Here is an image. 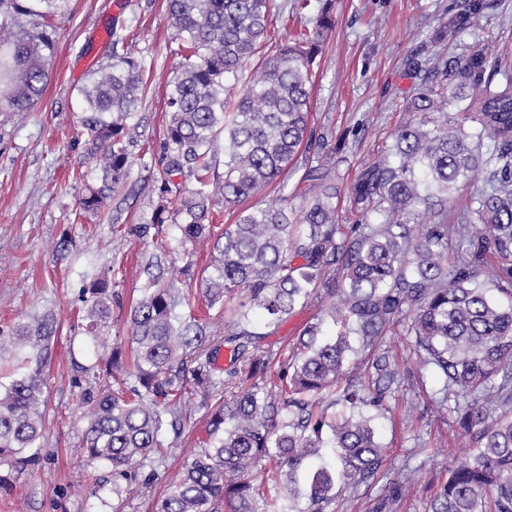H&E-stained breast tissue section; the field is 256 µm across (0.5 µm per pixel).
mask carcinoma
<instances>
[{
	"label": "carcinoma",
	"instance_id": "cac0c4a2",
	"mask_svg": "<svg viewBox=\"0 0 512 512\" xmlns=\"http://www.w3.org/2000/svg\"><path fill=\"white\" fill-rule=\"evenodd\" d=\"M67 0H0V17L13 22L12 42L0 44V85L14 112L41 98L55 30L45 20ZM292 41L266 52L269 0H166L185 44L179 71L167 82L170 117L164 131L161 191L171 177L192 179L172 213L182 243L216 238L218 255L205 277L210 305L224 307L236 329L232 368L254 378L273 363L254 344L252 316L280 322L297 305L327 295L333 302L306 327L291 370L271 388H243L212 414L205 448L172 482L156 512H326L336 485H357L383 462L376 419L398 382V364L376 341L409 319L421 351L419 370L436 376L429 396L440 418L476 444L448 472L427 512H512V73L508 62L481 47L459 56L412 55L409 118L392 143L364 164L348 188L356 223L341 224L336 208V150L328 136L313 143L310 111L313 65L334 27L332 0ZM491 0H460L440 36L476 25ZM143 69L120 41L109 60L80 89L81 125L99 184L80 199L97 211L126 184L133 160L126 121L137 112ZM465 112L467 129L448 113ZM224 139V179H210L216 142ZM304 159L311 193L295 210L245 202L277 183ZM482 172L481 184L472 182ZM470 188L467 203L457 194ZM235 216L217 235L213 209ZM456 255L448 257L449 244ZM108 284L89 288L87 327L111 315ZM187 305L171 282L152 280L130 309L137 385L118 382L86 390L84 458L107 463L114 477H135L141 463L164 448L171 430L181 437L185 362L210 333L209 325L179 315ZM54 320L21 331L32 366L0 391V458L20 468L37 462L33 447L44 428V381ZM374 355L367 380H343L346 364ZM330 395L320 401L323 394ZM499 412L489 420L491 411ZM334 449V461L322 449ZM409 479L393 483L376 506L391 512Z\"/></svg>",
	"mask_w": 512,
	"mask_h": 512
}]
</instances>
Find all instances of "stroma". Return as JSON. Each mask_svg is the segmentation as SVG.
<instances>
[{
	"label": "stroma",
	"mask_w": 512,
	"mask_h": 512,
	"mask_svg": "<svg viewBox=\"0 0 512 512\" xmlns=\"http://www.w3.org/2000/svg\"><path fill=\"white\" fill-rule=\"evenodd\" d=\"M493 4L478 29L448 44L435 36L455 0H334L336 25L314 65L310 123L315 134L333 133L339 186L380 155L406 120L400 105L413 89L406 63L414 51L449 57L485 45L512 53V0ZM51 24L56 46L39 104L27 112L0 107V385L9 384L25 357L13 347L19 327L46 316L55 321L39 461L23 470L0 459V512H154L201 450L214 409L233 393L190 381L178 442L145 461L135 479L113 478L105 463L84 465L88 423L81 396L110 381L100 369L84 308L92 282L107 277L113 308L100 333L130 351V307L148 287L155 263L165 280L189 292L190 310L199 319L218 315L204 297L209 250L186 256L177 224L151 223L158 205L173 211L180 199L175 192L161 194L159 186L169 117L166 83L181 61L182 41L166 0H70ZM103 28L142 61L147 88L125 130L134 160L130 178L105 211L92 214L78 204L84 184L99 179L79 122V89L89 71L106 61ZM140 224L149 225L148 236H137ZM318 307L311 301L278 323L255 317L259 346L274 355L268 377L291 363L292 344ZM379 347L395 355L400 377L380 420L387 456L369 483L337 488L328 512H372L385 490L409 472L414 486L396 512H426L438 483L472 450L467 435L435 420L429 404L434 381L419 378L414 339L405 328L383 336Z\"/></svg>",
	"instance_id": "stroma-1"
}]
</instances>
